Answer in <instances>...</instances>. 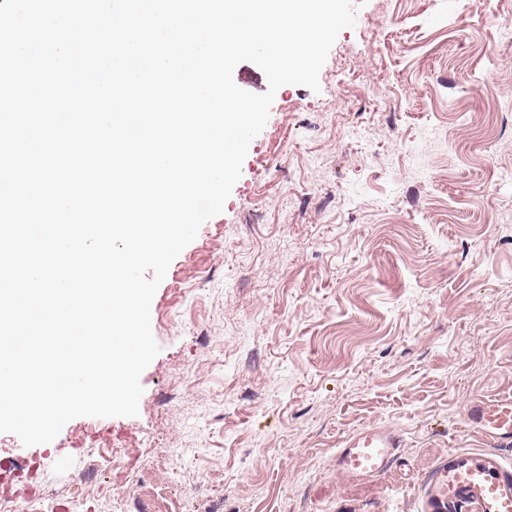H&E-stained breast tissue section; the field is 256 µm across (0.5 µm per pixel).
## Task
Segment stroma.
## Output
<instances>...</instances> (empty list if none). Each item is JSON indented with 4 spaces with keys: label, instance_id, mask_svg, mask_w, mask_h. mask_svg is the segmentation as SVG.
<instances>
[{
    "label": "stroma",
    "instance_id": "stroma-1",
    "mask_svg": "<svg viewBox=\"0 0 512 512\" xmlns=\"http://www.w3.org/2000/svg\"><path fill=\"white\" fill-rule=\"evenodd\" d=\"M507 15L368 0L319 91L278 89L222 213L170 265L138 415L31 447L0 433V459L26 462L0 494L19 512H422L431 467L484 447L469 403L512 396ZM371 426L397 430L399 464L349 481L336 450Z\"/></svg>",
    "mask_w": 512,
    "mask_h": 512
}]
</instances>
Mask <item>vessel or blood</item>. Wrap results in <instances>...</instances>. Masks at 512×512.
Masks as SVG:
<instances>
[{"label": "vessel or blood", "mask_w": 512, "mask_h": 512, "mask_svg": "<svg viewBox=\"0 0 512 512\" xmlns=\"http://www.w3.org/2000/svg\"><path fill=\"white\" fill-rule=\"evenodd\" d=\"M465 422L487 448L454 452L436 464L423 484L425 512H461L465 506L478 512H512V467L498 454L512 447V397L473 400ZM399 442V435L388 428L356 430L338 449L336 468L351 480L386 475Z\"/></svg>", "instance_id": "b4317fda"}]
</instances>
